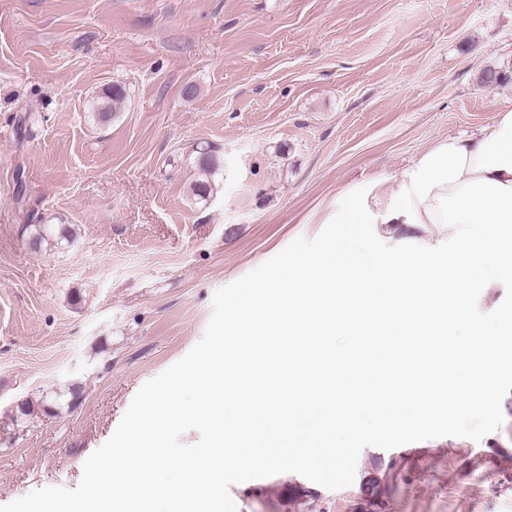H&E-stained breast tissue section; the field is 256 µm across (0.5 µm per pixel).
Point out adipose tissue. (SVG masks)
<instances>
[{
    "mask_svg": "<svg viewBox=\"0 0 512 512\" xmlns=\"http://www.w3.org/2000/svg\"><path fill=\"white\" fill-rule=\"evenodd\" d=\"M344 194L349 204L337 223L375 225L388 249L367 263L351 262L332 245L303 253L293 265L287 299L243 298L242 313L229 321L242 334L249 319L271 312L309 327L316 317L345 311L348 320L337 325L342 336L354 321L376 322L384 336L364 390L342 387L329 395L322 383L300 378L278 415L290 422L313 407L327 411L335 434L363 428L369 418L402 428L456 396L458 362L469 363L474 389H485L493 377L492 365L482 359L491 339L479 332L458 337L456 327L469 320L470 275L498 255L512 257V105L477 134L436 141L392 177L373 181L367 194L349 188ZM446 250L453 255L449 290L435 268L436 256ZM230 373L217 430L223 448L201 454L198 464L226 467L249 455L276 460L260 426L238 411L243 400L263 402L262 392L250 387L257 369L249 349H239Z\"/></svg>",
    "mask_w": 512,
    "mask_h": 512,
    "instance_id": "obj_1",
    "label": "adipose tissue"
}]
</instances>
